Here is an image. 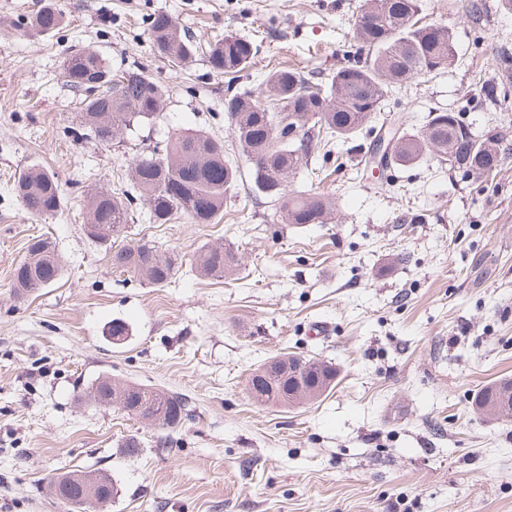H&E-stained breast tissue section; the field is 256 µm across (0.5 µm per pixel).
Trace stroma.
I'll return each mask as SVG.
<instances>
[{"instance_id": "35a3bbf8", "label": "stroma", "mask_w": 512, "mask_h": 512, "mask_svg": "<svg viewBox=\"0 0 512 512\" xmlns=\"http://www.w3.org/2000/svg\"><path fill=\"white\" fill-rule=\"evenodd\" d=\"M482 2L475 27L471 0H418L425 21L451 29L459 60L398 87L382 116L415 132L428 111L449 109L502 133L488 181L427 158L378 184L365 151L375 135L363 132L358 149L336 142L288 183L332 198L335 223H279L242 181L214 224H153L135 203L107 247L85 228L91 189H123L130 161L176 128L235 140L223 78L203 54L187 72L166 67L149 15L172 16L205 46L252 39L239 83L258 95L274 67L329 83L361 0H54L66 27L51 35L14 30L38 0H0V512H69L47 484L73 469L111 475L105 512H512V424L472 404L512 379V94L482 103L498 51L512 49V13ZM73 49L168 85L156 122L109 146L74 138L79 99L59 79ZM31 164L60 179L64 207L46 220L10 191ZM40 234L64 274L21 297L13 272ZM141 240L180 258L164 286L113 268L112 249ZM215 243L243 257L236 275L195 272ZM115 318L131 328L119 344L105 335ZM321 323L328 335L314 334ZM289 353L331 363L335 387L299 407L255 404L251 374ZM100 376L180 394L182 424L161 429L90 401Z\"/></svg>"}]
</instances>
